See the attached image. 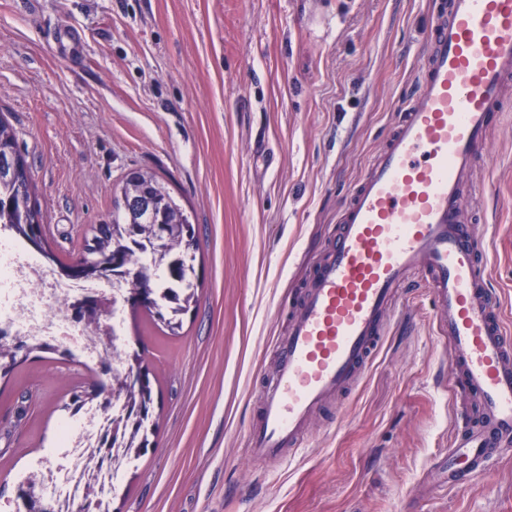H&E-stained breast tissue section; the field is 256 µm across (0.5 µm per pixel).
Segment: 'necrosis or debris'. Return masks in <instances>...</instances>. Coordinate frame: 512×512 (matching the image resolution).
Wrapping results in <instances>:
<instances>
[{
	"label": "necrosis or debris",
	"instance_id": "obj_1",
	"mask_svg": "<svg viewBox=\"0 0 512 512\" xmlns=\"http://www.w3.org/2000/svg\"><path fill=\"white\" fill-rule=\"evenodd\" d=\"M88 293L116 301L123 287L109 279L68 281L21 242L1 246L0 344L18 340L47 344L89 368L119 370L121 358L103 340L98 326L72 314V298ZM111 428V414L94 404L83 406L68 416L56 443L18 473V481L32 483L49 512H70L77 497L110 493L117 486L119 470L100 440Z\"/></svg>",
	"mask_w": 512,
	"mask_h": 512
}]
</instances>
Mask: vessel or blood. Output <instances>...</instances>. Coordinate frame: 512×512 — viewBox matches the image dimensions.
I'll use <instances>...</instances> for the list:
<instances>
[{
  "label": "vessel or blood",
  "instance_id": "b4317fda",
  "mask_svg": "<svg viewBox=\"0 0 512 512\" xmlns=\"http://www.w3.org/2000/svg\"><path fill=\"white\" fill-rule=\"evenodd\" d=\"M428 38L418 91L342 211L336 234L277 338L247 453L281 463L314 414L352 392L380 350L403 289L428 288L434 333L451 352L459 415L444 455L446 487L481 478L512 446V329L488 286L486 254L464 214L465 185L501 118L512 82V0H448Z\"/></svg>",
  "mask_w": 512,
  "mask_h": 512
}]
</instances>
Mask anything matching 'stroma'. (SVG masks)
Listing matches in <instances>:
<instances>
[{
	"mask_svg": "<svg viewBox=\"0 0 512 512\" xmlns=\"http://www.w3.org/2000/svg\"><path fill=\"white\" fill-rule=\"evenodd\" d=\"M447 0H0V115L29 166L47 242L65 263L110 223L133 170L192 215L199 302L178 335L120 305L154 397L150 445L105 512H512V459L421 494L458 408L426 291L402 300L360 385L315 414L278 465L246 429L288 305L415 90ZM80 35L77 56L55 31ZM471 181L490 289L512 325V92ZM99 376L54 354L0 380V504Z\"/></svg>",
	"mask_w": 512,
	"mask_h": 512,
	"instance_id": "1",
	"label": "stroma"
}]
</instances>
